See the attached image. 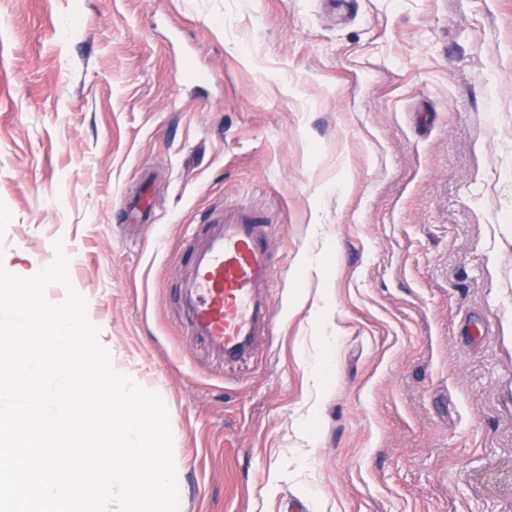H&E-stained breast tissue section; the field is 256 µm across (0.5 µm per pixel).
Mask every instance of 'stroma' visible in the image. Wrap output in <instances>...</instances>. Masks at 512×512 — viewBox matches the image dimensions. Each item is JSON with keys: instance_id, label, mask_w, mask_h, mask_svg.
<instances>
[{"instance_id": "obj_1", "label": "stroma", "mask_w": 512, "mask_h": 512, "mask_svg": "<svg viewBox=\"0 0 512 512\" xmlns=\"http://www.w3.org/2000/svg\"><path fill=\"white\" fill-rule=\"evenodd\" d=\"M227 209L280 267L235 366L178 301ZM58 241L179 512H512V0H0V264Z\"/></svg>"}]
</instances>
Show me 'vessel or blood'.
<instances>
[{
	"mask_svg": "<svg viewBox=\"0 0 512 512\" xmlns=\"http://www.w3.org/2000/svg\"><path fill=\"white\" fill-rule=\"evenodd\" d=\"M273 227L227 210L193 245L180 286L186 330L224 363L250 357L272 318L279 271L271 254Z\"/></svg>",
	"mask_w": 512,
	"mask_h": 512,
	"instance_id": "obj_1",
	"label": "vessel or blood"
}]
</instances>
